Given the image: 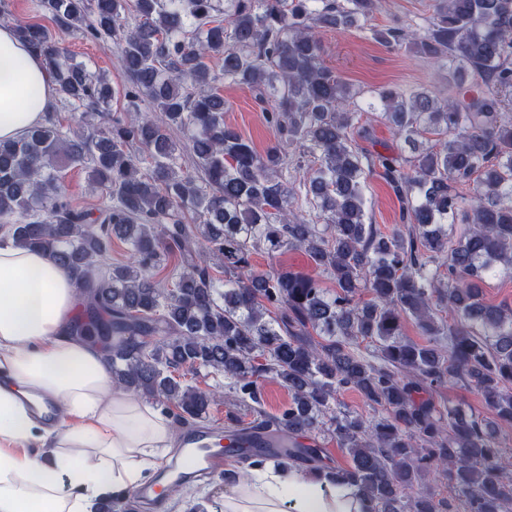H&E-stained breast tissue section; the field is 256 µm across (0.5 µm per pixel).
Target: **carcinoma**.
Here are the masks:
<instances>
[{
	"label": "carcinoma",
	"mask_w": 512,
	"mask_h": 512,
	"mask_svg": "<svg viewBox=\"0 0 512 512\" xmlns=\"http://www.w3.org/2000/svg\"><path fill=\"white\" fill-rule=\"evenodd\" d=\"M226 2L33 0L61 32L112 38L126 85L90 72L45 25L16 26L91 132L71 137L49 112L0 141V222L13 246L76 277L88 310L70 334L103 344L115 387L171 404L178 424L206 417L216 393L177 372L211 370L252 403L249 426L225 436L248 460L313 467L323 449L302 438L320 431L350 456L333 478L358 486L370 512H512L496 423L434 398L456 379L512 423V307L479 293L512 272V0H430L426 26L410 34L371 26L380 0ZM352 28L429 63H458L446 97L387 86L367 103L408 156L369 154L354 140L366 135L358 104L323 65L316 36ZM214 57L224 81L262 84L274 101L263 117L279 140L264 152L224 123ZM174 128L190 132L194 174ZM68 166L100 189L98 207L72 202ZM375 170L401 204L389 234L366 222L363 183ZM115 240L128 262H112ZM288 249L336 289L252 264L259 251ZM170 266L185 271L158 281ZM445 309L450 323L438 317ZM408 317L426 343L404 336ZM366 339L376 354L361 350ZM265 376L291 397L277 414L261 408ZM346 390L381 414L341 410ZM430 474L447 491L415 489Z\"/></svg>",
	"instance_id": "carcinoma-1"
}]
</instances>
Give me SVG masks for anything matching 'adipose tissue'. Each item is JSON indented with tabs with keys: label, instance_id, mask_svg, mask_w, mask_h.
Segmentation results:
<instances>
[{
	"label": "adipose tissue",
	"instance_id": "adipose-tissue-1",
	"mask_svg": "<svg viewBox=\"0 0 512 512\" xmlns=\"http://www.w3.org/2000/svg\"><path fill=\"white\" fill-rule=\"evenodd\" d=\"M54 83L0 24V141L39 124ZM83 299L38 250L0 244V512H96L155 475L175 447L171 418L112 384L102 345L69 334ZM51 404L55 422L39 406ZM206 512H367L354 486L267 463L203 502Z\"/></svg>",
	"mask_w": 512,
	"mask_h": 512
}]
</instances>
